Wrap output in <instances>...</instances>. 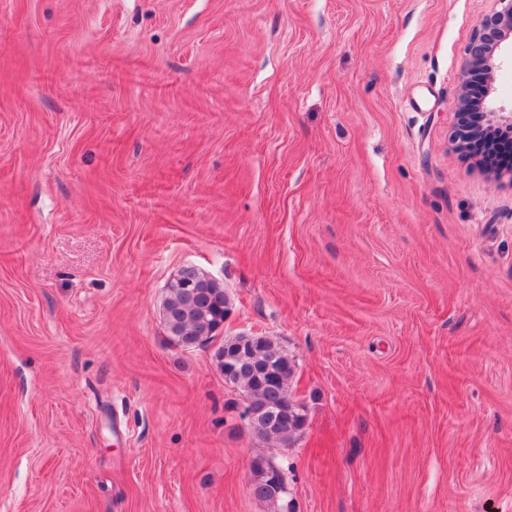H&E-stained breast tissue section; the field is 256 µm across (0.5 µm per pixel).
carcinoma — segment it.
<instances>
[{
    "label": "carcinoma",
    "mask_w": 512,
    "mask_h": 512,
    "mask_svg": "<svg viewBox=\"0 0 512 512\" xmlns=\"http://www.w3.org/2000/svg\"><path fill=\"white\" fill-rule=\"evenodd\" d=\"M166 307L172 314L165 325L170 343L179 347L200 346L216 338L224 317L231 309L230 298L222 283L216 281L210 287L194 294L185 288L169 289ZM217 368L224 375V384L245 395L256 412L280 413L287 395L291 394V384L296 374V365L278 344L268 337L253 350H239L229 338L218 346L214 353ZM234 359L233 369H226L228 359ZM272 361L278 366L273 380L260 378L252 369L251 360ZM307 415L301 409L288 411L279 424L269 430H260L255 437L260 440H273L282 447L291 446L302 432ZM253 482L251 492L260 502L266 504L270 512H294L292 503L287 500L283 472L264 458H256L251 464Z\"/></svg>",
    "instance_id": "cac0c4a2"
}]
</instances>
